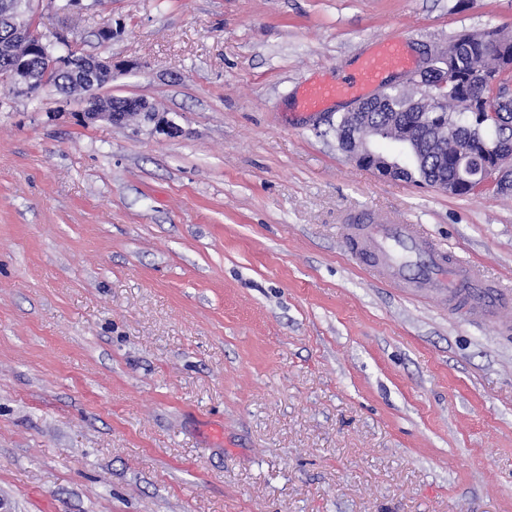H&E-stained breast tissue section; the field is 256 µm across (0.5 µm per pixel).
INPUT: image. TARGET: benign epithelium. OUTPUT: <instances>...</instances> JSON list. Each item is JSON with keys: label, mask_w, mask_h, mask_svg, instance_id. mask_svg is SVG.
I'll return each instance as SVG.
<instances>
[{"label": "benign epithelium", "mask_w": 512, "mask_h": 512, "mask_svg": "<svg viewBox=\"0 0 512 512\" xmlns=\"http://www.w3.org/2000/svg\"><path fill=\"white\" fill-rule=\"evenodd\" d=\"M31 4L32 0H12L11 12L0 17V22L10 27L11 43L18 44L27 51L38 52L41 60L42 76L40 77L26 67L8 69L7 79L15 88L29 94L33 88L41 89L47 85L49 76L58 72H64L71 77L70 82L65 84L67 90L79 85H97L104 79L108 81L112 78L114 65L110 58L87 55L75 57L56 53L52 47L34 40L31 27L26 20ZM439 59L441 56L436 54L428 56L419 69L401 80L402 86H419L427 95L435 87L448 86V67L445 65L439 69L438 80L433 82L427 80L430 72L436 70ZM128 104L134 107L138 114L149 119H157L159 131L170 136L180 132L173 122L158 117V113L150 108L148 101L130 97ZM365 108L366 103L362 100L346 113L348 123L336 136L339 148L358 164L374 169L383 177L391 179L404 177V173L411 166L420 162L418 137L421 130L409 126L402 127L396 138V150L391 156L385 157L375 149L380 133L371 114L366 112ZM81 116L86 123L107 121L118 125L128 120V113L119 107V99L116 97L88 98ZM493 116L496 120L495 134L488 140L484 152L473 157L466 149H458L461 161L459 179L450 182L446 178H437L430 181L429 186L453 194L459 191L468 179L473 178L484 179L512 190V153L507 155L502 151V141L506 138L512 140V118L507 112H495Z\"/></svg>", "instance_id": "benign-epithelium-1"}]
</instances>
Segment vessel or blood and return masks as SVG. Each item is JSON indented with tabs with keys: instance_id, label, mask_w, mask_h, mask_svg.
<instances>
[{
	"instance_id": "obj_1",
	"label": "vessel or blood",
	"mask_w": 512,
	"mask_h": 512,
	"mask_svg": "<svg viewBox=\"0 0 512 512\" xmlns=\"http://www.w3.org/2000/svg\"><path fill=\"white\" fill-rule=\"evenodd\" d=\"M407 65L398 44L383 43L360 70L341 77L336 83L306 90L298 104L308 109L318 107L325 99L338 94L361 95L365 87L381 79L387 68ZM351 233L353 237L369 239L376 257L395 272H403L412 261H421V277L410 283V290L417 293L429 288L447 295L449 311L465 320H485L502 306L512 303V290L483 282L476 271L452 258L445 247L424 237L414 225L356 224Z\"/></svg>"
}]
</instances>
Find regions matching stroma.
Instances as JSON below:
<instances>
[{"label":"stroma","mask_w":512,"mask_h":512,"mask_svg":"<svg viewBox=\"0 0 512 512\" xmlns=\"http://www.w3.org/2000/svg\"><path fill=\"white\" fill-rule=\"evenodd\" d=\"M64 2L38 32L179 132L0 86L7 512H512V304L463 321L338 223L423 225L512 285V197L382 178L336 142L354 98L296 104L380 41L416 66L512 32V0Z\"/></svg>","instance_id":"obj_1"}]
</instances>
